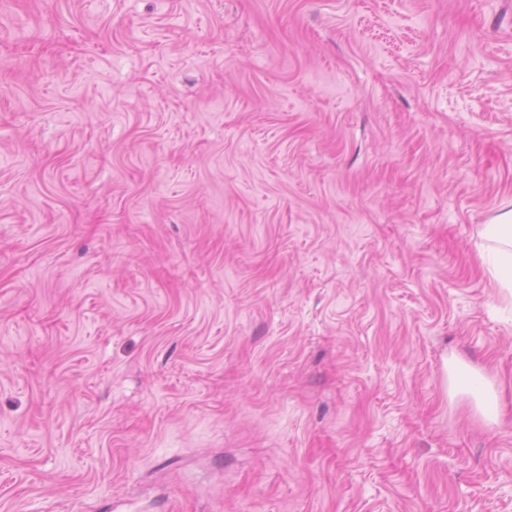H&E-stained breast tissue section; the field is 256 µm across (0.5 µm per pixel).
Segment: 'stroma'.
<instances>
[{
    "instance_id": "obj_1",
    "label": "stroma",
    "mask_w": 512,
    "mask_h": 512,
    "mask_svg": "<svg viewBox=\"0 0 512 512\" xmlns=\"http://www.w3.org/2000/svg\"><path fill=\"white\" fill-rule=\"evenodd\" d=\"M510 199L512 0H0V512H512ZM487 242L480 251L489 273L499 288L512 294V200L504 201L490 224L481 233ZM469 391L482 420L488 425L498 424L500 407L498 395L485 385L480 376L472 378Z\"/></svg>"
}]
</instances>
